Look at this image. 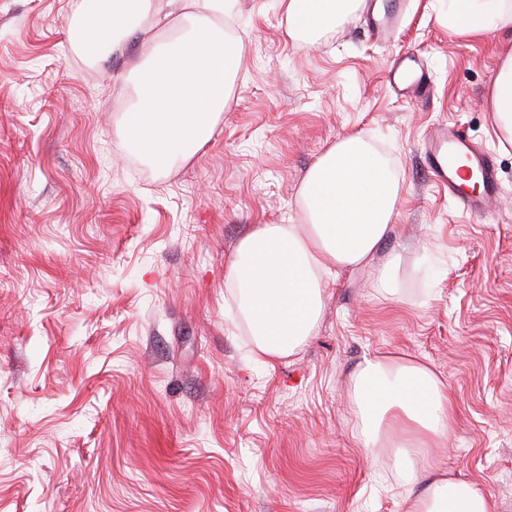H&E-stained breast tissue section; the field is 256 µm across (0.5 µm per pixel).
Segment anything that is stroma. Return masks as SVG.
Here are the masks:
<instances>
[{
	"instance_id": "stroma-1",
	"label": "stroma",
	"mask_w": 512,
	"mask_h": 512,
	"mask_svg": "<svg viewBox=\"0 0 512 512\" xmlns=\"http://www.w3.org/2000/svg\"><path fill=\"white\" fill-rule=\"evenodd\" d=\"M84 0H0V512H405L395 451L366 454L352 377L365 358L425 361L458 410L440 460L512 512V144L488 94L512 30L457 38L448 0H397L400 36L358 10L318 41L280 0H224L241 49L230 102L193 156L158 167L124 129L146 50L182 20L129 23L83 55ZM417 55L427 103L387 68ZM456 122L502 192L464 212L429 172ZM364 135L400 184L396 232L370 267L324 281L306 344L266 363L227 269L257 224L299 221L325 150Z\"/></svg>"
}]
</instances>
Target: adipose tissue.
Instances as JSON below:
<instances>
[{"instance_id":"adipose-tissue-1","label":"adipose tissue","mask_w":512,"mask_h":512,"mask_svg":"<svg viewBox=\"0 0 512 512\" xmlns=\"http://www.w3.org/2000/svg\"><path fill=\"white\" fill-rule=\"evenodd\" d=\"M288 31L316 41L362 0H281ZM223 0H87L79 19L81 49L97 57L129 21L161 23L180 15L186 26L152 64L137 69L139 94L125 136L145 158L161 166L186 157L209 139L229 99L240 60L210 15ZM512 27V0H450L448 30L473 37ZM490 109L500 134L512 141V52L493 80ZM399 184L371 143L355 134L330 146L300 188L302 221L259 224L238 242L228 276L240 313L260 357L292 354L310 336L323 310V277L369 265L378 286L390 287L399 255L376 260L394 231ZM358 435L365 452L383 447L389 432L403 439L397 457L411 489L407 512H498L496 501L467 479L416 456L414 445L446 444L456 399L421 361L369 357L353 383Z\"/></svg>"}]
</instances>
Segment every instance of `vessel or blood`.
Listing matches in <instances>:
<instances>
[{
	"instance_id": "b4317fda",
	"label": "vessel or blood",
	"mask_w": 512,
	"mask_h": 512,
	"mask_svg": "<svg viewBox=\"0 0 512 512\" xmlns=\"http://www.w3.org/2000/svg\"><path fill=\"white\" fill-rule=\"evenodd\" d=\"M388 80L398 95L411 99L426 98L433 88L429 71L417 66L407 56L393 59ZM459 155L478 171L483 184L481 193H465L458 184L460 171L455 168L452 159ZM425 156L432 174L447 187L449 198L463 210L475 214L486 212L499 195L500 186L492 157L488 152L474 147L460 125L442 123L432 128Z\"/></svg>"
}]
</instances>
